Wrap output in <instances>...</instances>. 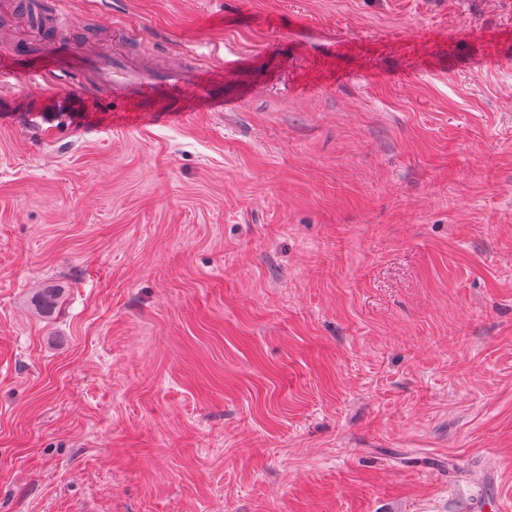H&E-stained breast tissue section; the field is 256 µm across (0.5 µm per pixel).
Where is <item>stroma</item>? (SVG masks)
Listing matches in <instances>:
<instances>
[{"instance_id":"obj_1","label":"stroma","mask_w":512,"mask_h":512,"mask_svg":"<svg viewBox=\"0 0 512 512\" xmlns=\"http://www.w3.org/2000/svg\"><path fill=\"white\" fill-rule=\"evenodd\" d=\"M13 2L0 512L512 504V0H68L86 50L246 56L230 112L28 77Z\"/></svg>"}]
</instances>
